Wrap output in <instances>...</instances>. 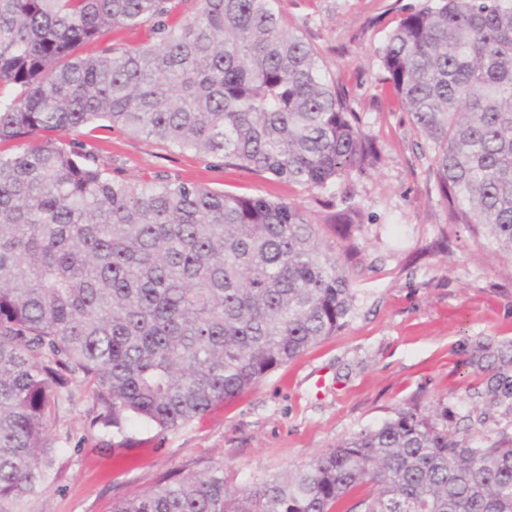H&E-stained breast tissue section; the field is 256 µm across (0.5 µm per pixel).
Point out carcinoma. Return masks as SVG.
<instances>
[{
	"instance_id": "obj_1",
	"label": "carcinoma",
	"mask_w": 512,
	"mask_h": 512,
	"mask_svg": "<svg viewBox=\"0 0 512 512\" xmlns=\"http://www.w3.org/2000/svg\"><path fill=\"white\" fill-rule=\"evenodd\" d=\"M0 0V504L50 475L59 394L163 430L333 336L353 279L288 202L134 182L62 139L96 122L325 189L373 156L277 0ZM156 21L157 40L79 48ZM453 224L512 260V0H433L380 53ZM371 492L344 508L356 490ZM112 512H512V437L402 410L237 489L192 463Z\"/></svg>"
}]
</instances>
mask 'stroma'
Returning a JSON list of instances; mask_svg holds the SVG:
<instances>
[{"mask_svg":"<svg viewBox=\"0 0 512 512\" xmlns=\"http://www.w3.org/2000/svg\"><path fill=\"white\" fill-rule=\"evenodd\" d=\"M426 0H278L290 30L345 94L376 161L330 190L305 189L222 157L170 149L119 127L74 133L114 177H157L217 193L292 203L351 261L348 324L208 414L162 430L106 424L90 388L72 381L50 426L55 469L13 512H111L113 502L191 460L220 463L241 487L308 463L398 410L445 413L449 432L512 437V261L441 202L431 152L385 82L379 52Z\"/></svg>","mask_w":512,"mask_h":512,"instance_id":"obj_1","label":"stroma"}]
</instances>
